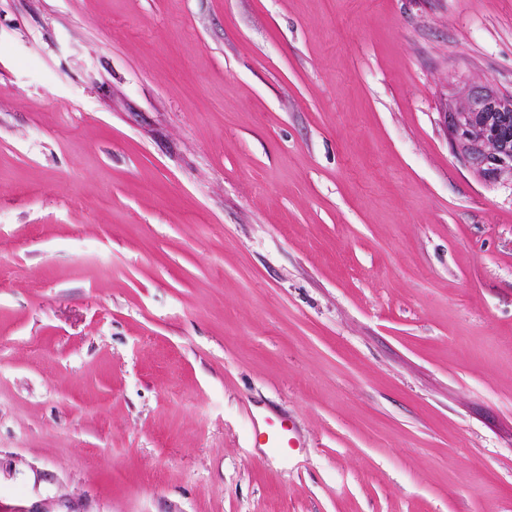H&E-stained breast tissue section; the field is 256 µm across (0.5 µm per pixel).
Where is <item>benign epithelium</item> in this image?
<instances>
[{
  "mask_svg": "<svg viewBox=\"0 0 512 512\" xmlns=\"http://www.w3.org/2000/svg\"><path fill=\"white\" fill-rule=\"evenodd\" d=\"M444 121L456 154L488 183L512 185V92L471 84Z\"/></svg>",
  "mask_w": 512,
  "mask_h": 512,
  "instance_id": "1",
  "label": "benign epithelium"
}]
</instances>
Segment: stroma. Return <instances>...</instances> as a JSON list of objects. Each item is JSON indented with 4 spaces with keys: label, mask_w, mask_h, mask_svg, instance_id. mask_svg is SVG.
<instances>
[{
    "label": "stroma",
    "mask_w": 512,
    "mask_h": 512,
    "mask_svg": "<svg viewBox=\"0 0 512 512\" xmlns=\"http://www.w3.org/2000/svg\"><path fill=\"white\" fill-rule=\"evenodd\" d=\"M475 81L512 0H0V512H512Z\"/></svg>",
    "instance_id": "obj_1"
}]
</instances>
